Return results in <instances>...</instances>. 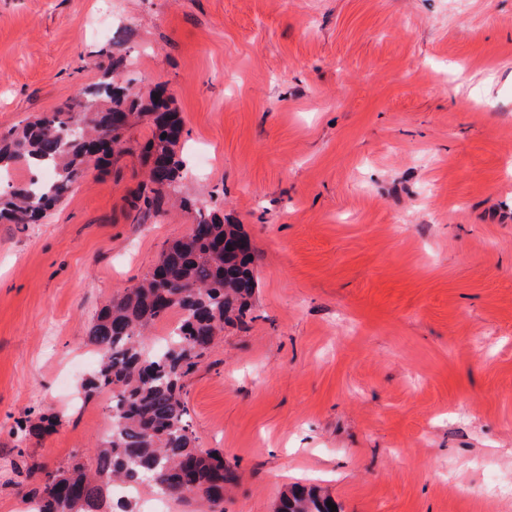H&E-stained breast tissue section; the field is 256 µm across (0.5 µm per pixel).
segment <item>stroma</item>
I'll return each mask as SVG.
<instances>
[{
    "instance_id": "obj_1",
    "label": "stroma",
    "mask_w": 512,
    "mask_h": 512,
    "mask_svg": "<svg viewBox=\"0 0 512 512\" xmlns=\"http://www.w3.org/2000/svg\"><path fill=\"white\" fill-rule=\"evenodd\" d=\"M113 54L181 114L177 195L253 243L252 313L184 382L224 512L296 483L342 512H512V0H0V134ZM150 128L43 223L0 224V512L27 464L110 433L87 329L196 217L145 214Z\"/></svg>"
}]
</instances>
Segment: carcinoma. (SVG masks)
I'll return each mask as SVG.
<instances>
[{
    "label": "carcinoma",
    "instance_id": "carcinoma-1",
    "mask_svg": "<svg viewBox=\"0 0 512 512\" xmlns=\"http://www.w3.org/2000/svg\"><path fill=\"white\" fill-rule=\"evenodd\" d=\"M166 86L140 95L102 81L81 97L0 135V174L20 160L50 179L0 193V221L37 224L72 190L85 167L131 151L122 133L147 118L152 137L140 152L147 183L139 194L147 210L159 213L169 191L183 177L178 156L183 126ZM199 218L171 244L144 281L112 297L93 319L88 338L100 361L83 385L85 397L112 391L111 436L93 452L95 468L79 459L56 472L33 464L30 501L38 512H107L114 483L143 484L170 497L190 491L207 512H224V485L234 480L221 452L196 447L182 395L183 379L224 331L250 311L257 288L254 250L238 224L197 209ZM178 313L164 344L150 349L152 325ZM316 489L297 486L276 512H330Z\"/></svg>",
    "mask_w": 512,
    "mask_h": 512
}]
</instances>
